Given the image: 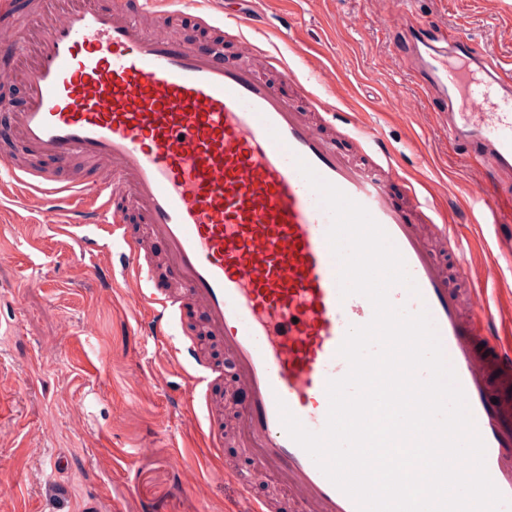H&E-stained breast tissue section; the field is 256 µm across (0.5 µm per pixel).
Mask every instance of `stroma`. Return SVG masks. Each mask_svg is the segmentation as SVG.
Here are the masks:
<instances>
[{
	"label": "stroma",
	"mask_w": 512,
	"mask_h": 512,
	"mask_svg": "<svg viewBox=\"0 0 512 512\" xmlns=\"http://www.w3.org/2000/svg\"><path fill=\"white\" fill-rule=\"evenodd\" d=\"M255 18L288 21L277 41L303 74L335 67L338 111L367 112L413 177L449 186L459 236L480 252L495 246L484 204L469 195L466 147L437 126L389 114L437 111L397 55L398 21L388 0H325L320 15L290 0H258ZM434 21L512 62V0H437ZM43 224L34 203L0 200V242L15 259L0 265V512H224L236 496L216 476L195 417L178 389L151 384L162 368L159 340L108 275L111 242L83 251L80 237Z\"/></svg>",
	"instance_id": "35a3bbf8"
}]
</instances>
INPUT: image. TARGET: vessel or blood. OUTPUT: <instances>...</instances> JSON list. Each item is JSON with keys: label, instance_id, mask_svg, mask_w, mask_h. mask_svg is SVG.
<instances>
[{"label": "vessel or blood", "instance_id": "b4317fda", "mask_svg": "<svg viewBox=\"0 0 512 512\" xmlns=\"http://www.w3.org/2000/svg\"><path fill=\"white\" fill-rule=\"evenodd\" d=\"M392 0L408 20L403 41L410 64L441 102L438 117L452 143L470 147L484 199L499 228V254L512 256V199L488 197L490 180L512 175V63L431 27ZM240 0H143L122 6L84 4L52 11L35 0L36 22H12L14 0H0V47L34 46L23 76L24 109L13 113L17 140L32 156L47 155L49 174L0 155L9 177L4 193L39 203L44 224H96L123 245L119 286L145 314L152 336L172 339L165 361L180 388L198 398L207 445L220 452L232 437L251 470L225 459L217 475L236 487L229 512H356L284 429L278 402L302 425L321 431L329 381L343 377L338 349L350 327L368 323L370 301L341 296V265L328 242L332 217L300 173L306 161L363 205L403 256L417 290L390 289L393 305L428 311L444 355L466 395L485 446L487 472L512 502V301L486 298L500 284L497 256L472 262L456 238L450 213L415 178L401 177L397 155L364 114L342 116L328 102L340 80L335 68L315 72L306 89L271 38L248 32L253 19ZM192 12L230 29L236 55L223 43L201 54L169 29V16ZM482 73L473 88L467 71ZM350 147L340 150L337 138ZM104 173L101 181L66 178L75 155ZM405 193L396 197L394 181ZM147 221L146 237L126 230L124 203ZM160 243L153 253L150 242ZM171 271L166 285L157 263ZM203 316L188 329V310ZM208 336L234 363L233 390L242 402L224 427L222 361L199 341ZM273 482L266 495L256 480ZM506 507L499 512H512Z\"/></svg>", "mask_w": 512, "mask_h": 512}]
</instances>
